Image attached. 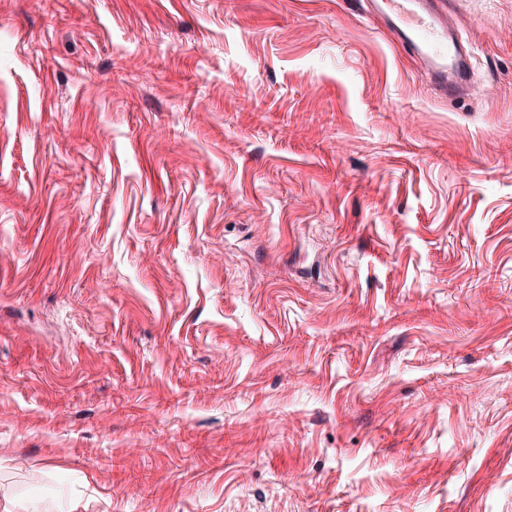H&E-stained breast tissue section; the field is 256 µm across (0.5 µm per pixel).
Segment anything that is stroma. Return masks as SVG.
<instances>
[{"mask_svg": "<svg viewBox=\"0 0 512 512\" xmlns=\"http://www.w3.org/2000/svg\"><path fill=\"white\" fill-rule=\"evenodd\" d=\"M442 98L363 0H0V512H512V0Z\"/></svg>", "mask_w": 512, "mask_h": 512, "instance_id": "1", "label": "stroma"}]
</instances>
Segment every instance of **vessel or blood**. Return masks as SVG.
Segmentation results:
<instances>
[{
  "label": "vessel or blood",
  "mask_w": 512,
  "mask_h": 512,
  "mask_svg": "<svg viewBox=\"0 0 512 512\" xmlns=\"http://www.w3.org/2000/svg\"><path fill=\"white\" fill-rule=\"evenodd\" d=\"M368 10L389 20L397 40L424 65L443 96H455L468 77L470 51L448 23L446 0H365Z\"/></svg>",
  "instance_id": "1"
}]
</instances>
